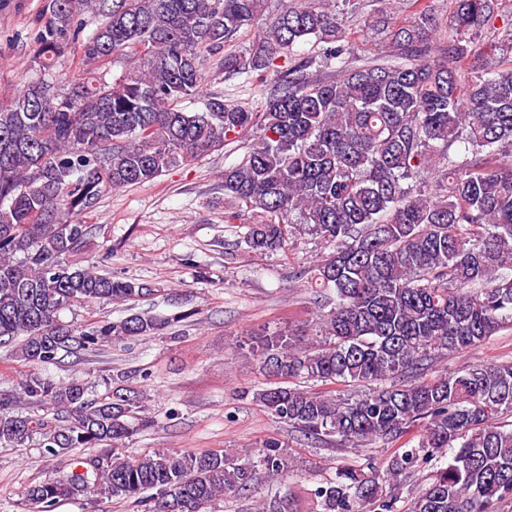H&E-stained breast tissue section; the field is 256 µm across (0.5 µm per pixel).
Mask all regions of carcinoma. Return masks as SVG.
Returning <instances> with one entry per match:
<instances>
[{"label": "carcinoma", "mask_w": 512, "mask_h": 512, "mask_svg": "<svg viewBox=\"0 0 512 512\" xmlns=\"http://www.w3.org/2000/svg\"><path fill=\"white\" fill-rule=\"evenodd\" d=\"M409 2L403 20L385 10L358 23L367 49L350 28L353 0H280L263 36L232 51L268 0H48L30 57L43 78L0 104V341L20 340L33 366L19 391H0V443L39 434L71 467L25 489L34 512L145 490L156 491L153 512H204L253 487L256 465L224 452L125 457L122 441L152 423L138 396L94 400L81 380L43 374L62 351L164 325L60 321L76 304L153 292L78 260L91 232L83 218L104 192L151 183L249 132L224 169V223L245 225L253 251L284 252L295 234L329 249L308 281L328 308L323 340L284 332L252 351L272 377L332 389L277 384L255 398L314 440L392 448L383 472L339 469L316 492L322 512H394L402 477L445 453L408 512H497L512 499V428L498 423L512 415V362L427 375L437 354L512 329V30L492 29L495 0H451L442 34L429 4ZM86 9L102 22L84 37L75 16ZM308 42L313 51L296 57ZM75 43L79 71L62 89L44 76ZM208 55L212 76L243 75L268 89L265 101L251 109L216 94L186 111ZM116 63L123 74L109 82ZM346 383L370 388L345 398L334 386ZM20 398L54 419L15 411ZM292 463L266 441L268 475Z\"/></svg>", "instance_id": "cac0c4a2"}]
</instances>
